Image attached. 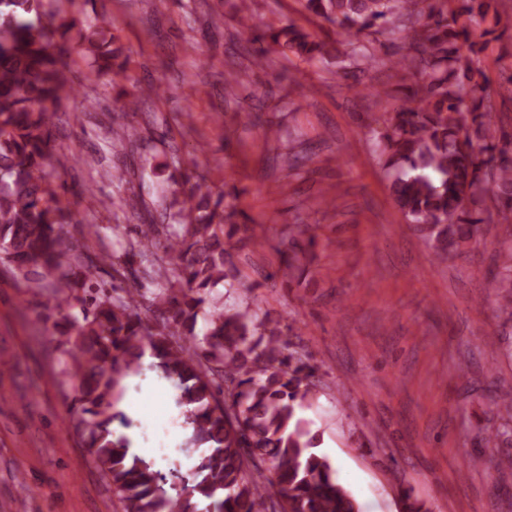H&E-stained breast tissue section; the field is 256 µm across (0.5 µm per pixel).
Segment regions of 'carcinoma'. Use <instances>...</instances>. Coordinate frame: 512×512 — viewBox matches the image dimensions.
Here are the masks:
<instances>
[{
    "label": "carcinoma",
    "mask_w": 512,
    "mask_h": 512,
    "mask_svg": "<svg viewBox=\"0 0 512 512\" xmlns=\"http://www.w3.org/2000/svg\"><path fill=\"white\" fill-rule=\"evenodd\" d=\"M502 0H305V8L341 30L329 45L293 24L249 34L253 66H266L265 42L308 63L334 57L342 73L359 75L378 64L373 42L400 41L392 67L410 81L409 104L390 113L377 137V160L387 173L395 204L438 261L466 248L489 224H512V132L491 128L502 86L482 71L489 41L470 27L488 16L501 24ZM81 56L100 78L126 67L128 56L98 17L61 16L45 0H0V266L12 271L33 297L79 309L60 342L75 380L70 427L88 448L97 470L125 512H360L316 451L317 435L302 416L316 396L318 367L288 348L278 319L249 308L226 309L211 297L231 277L234 243L257 244L240 212L222 192L181 191L176 210L160 224L137 225V237L119 252L90 253L66 236L74 214L53 187L47 165L54 154L56 117L73 97L68 59ZM143 137L120 124L104 148L113 156L137 149ZM192 166L177 152L154 166L174 173ZM118 181L120 204L141 219L145 200L131 182ZM280 250L278 272L300 280L316 258L318 237L299 224ZM163 253L172 278L159 281L149 257ZM495 287L512 316V238L501 243ZM109 280H104L102 275ZM152 317L141 315V309ZM151 368L174 381L178 404L191 425L189 444L204 447L194 469H157L131 451L117 428L130 425L118 408L128 379ZM273 478L263 479L259 464Z\"/></svg>",
    "instance_id": "obj_1"
}]
</instances>
